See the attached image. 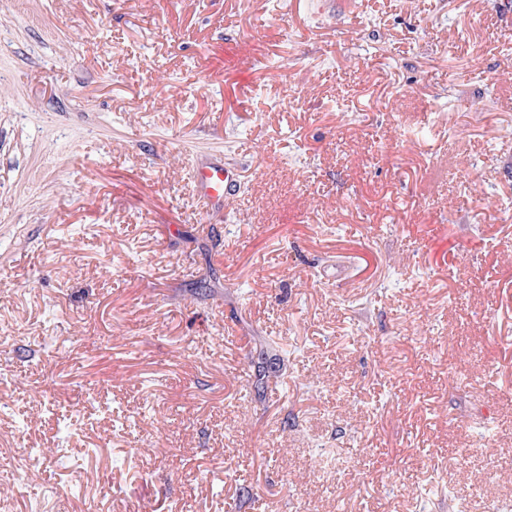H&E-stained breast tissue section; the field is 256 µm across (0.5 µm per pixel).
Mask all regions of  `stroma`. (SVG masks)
Instances as JSON below:
<instances>
[{
  "mask_svg": "<svg viewBox=\"0 0 512 512\" xmlns=\"http://www.w3.org/2000/svg\"><path fill=\"white\" fill-rule=\"evenodd\" d=\"M321 2L0 0L7 512L512 506L506 0ZM199 198L211 209L224 210V201L236 185L234 168L221 155H201L192 166Z\"/></svg>",
  "mask_w": 512,
  "mask_h": 512,
  "instance_id": "stroma-1",
  "label": "stroma"
}]
</instances>
